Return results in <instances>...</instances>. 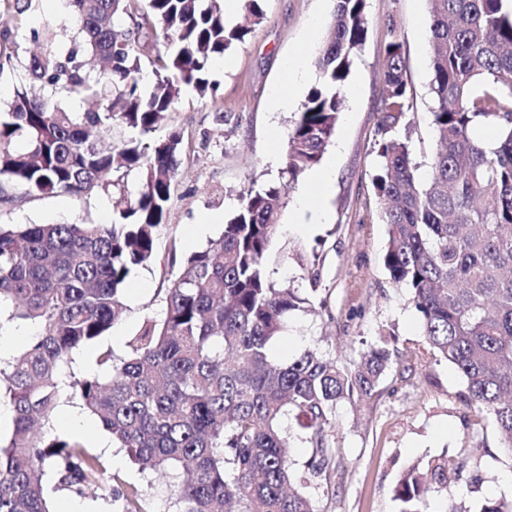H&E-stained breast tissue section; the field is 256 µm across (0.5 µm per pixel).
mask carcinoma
Returning a JSON list of instances; mask_svg holds the SVG:
<instances>
[{"instance_id": "1", "label": "carcinoma", "mask_w": 512, "mask_h": 512, "mask_svg": "<svg viewBox=\"0 0 512 512\" xmlns=\"http://www.w3.org/2000/svg\"><path fill=\"white\" fill-rule=\"evenodd\" d=\"M33 0H0L13 24L0 28V77L18 78L0 110V203L12 186L82 196L119 189L111 224H0V315L37 328L3 372L14 412L0 445V512H51L54 469L70 486L106 482L99 456L76 436L48 431L62 399L61 369L125 309L132 273L151 263L181 165V135L149 146L114 131L148 135L187 89L215 97L214 61L261 23L263 0H242L232 23L220 0H65L68 43L28 25ZM430 92L436 148L422 184L410 149L402 43L392 35L381 66V138L372 177L388 227L390 280L412 291L427 351L462 378L467 404L490 416L512 453V0H428ZM365 0H335L319 73L289 130L283 180L249 187L222 234L187 256L162 289L159 320H145L119 355L68 386L142 473L181 474L175 512H314L303 489L330 471L337 405L371 397L392 364L382 346L354 370L315 350L281 362L273 345L288 315L310 304L276 286L265 269L282 196L320 163L334 137L341 89L367 35ZM40 51L19 53V37ZM153 81L142 86L144 63ZM93 98L76 112L65 99ZM479 127L497 138L486 146ZM139 175L126 192L124 178ZM293 411L313 454L294 467L280 427ZM464 460L439 455L404 469L393 490L400 512H426L429 493L458 477ZM119 512H146L134 484Z\"/></svg>"}]
</instances>
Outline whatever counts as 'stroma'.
Returning <instances> with one entry per match:
<instances>
[{"label": "stroma", "instance_id": "obj_1", "mask_svg": "<svg viewBox=\"0 0 512 512\" xmlns=\"http://www.w3.org/2000/svg\"><path fill=\"white\" fill-rule=\"evenodd\" d=\"M334 0H264L265 18L242 43L212 67L219 84L215 99L186 92L157 134L183 136V156L173 182L172 201L157 242L156 258L136 270L123 291L126 312L109 333L72 356L66 375L96 368L100 350L123 353L144 319L161 317L159 291L181 268L169 265L170 251L187 255L205 247L224 230L251 184L279 182L288 131L310 90L302 84L291 100L273 107L272 91L284 78L286 63L299 46L316 54L328 35ZM368 31L353 57L336 134L326 153L336 159L327 193L302 203L307 177L282 201L281 224L266 258V271L277 284L311 297L314 307L289 315L274 344L277 358L289 360L314 349L355 368L367 349L381 344L398 350L377 393L341 402L333 417L332 440L339 453L327 481L307 488L315 512H399L393 487L410 463L445 454L467 458L461 475L447 490L432 496L429 512H444L449 502L473 506L484 499L512 501V488L500 484L512 472V456L499 447L491 418H477L460 393L464 386L443 359L423 352L420 316L411 291L391 283L383 264L387 226L372 185L377 167L373 146L381 136L379 77L384 47L398 33L407 63L411 147L420 180L430 176L435 147L429 90V13L427 0H366ZM230 115L220 125L215 111ZM18 201L0 204L2 224L111 223L110 196L95 192L38 195L13 187ZM209 221L206 234L193 230ZM74 423L65 424V415ZM55 431L79 435L99 454L107 474L140 485L149 512H169L175 479L155 480L135 468L125 450L113 444L77 397L64 394L53 420ZM47 496L57 512L72 505L78 512H116L108 492L79 490L50 475Z\"/></svg>", "mask_w": 512, "mask_h": 512}]
</instances>
